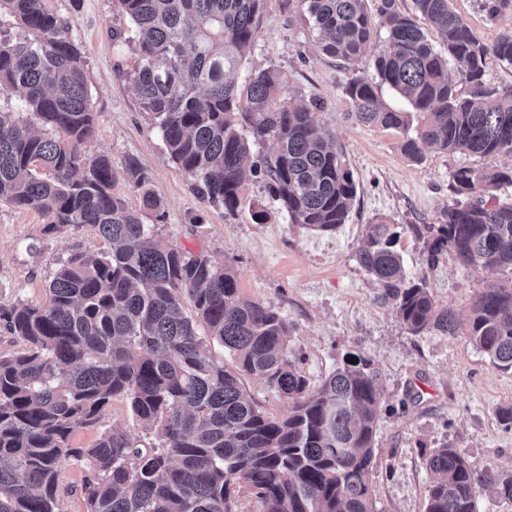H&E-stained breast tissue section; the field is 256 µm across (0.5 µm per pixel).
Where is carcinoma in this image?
<instances>
[{"mask_svg":"<svg viewBox=\"0 0 512 512\" xmlns=\"http://www.w3.org/2000/svg\"><path fill=\"white\" fill-rule=\"evenodd\" d=\"M321 34L326 54L353 63L386 27L374 59L378 82L352 77L347 93L358 119L403 134L401 152L424 150L512 156V87L493 88L489 59L512 65V35L481 42L449 0H298ZM134 27V75L142 109L155 116L171 160L199 198L233 213L246 173L261 169L291 223L329 233L346 222L356 185L321 131L315 112L284 95L280 74L249 73L240 105L230 75L252 42L264 0H120ZM423 19L440 35L428 39ZM70 20L49 0H0V201L32 208L52 224L85 225L109 245L103 255L73 252L46 288L47 301L0 305V323L22 348L0 354V512H62V467H82L87 512H232L236 490L262 512H375L372 454L383 398L378 376L347 354L310 387L288 346V321L272 306L242 297L234 271L207 257L153 241L141 213L159 211L143 193L141 211L112 192L120 178L142 187L130 160L88 156L95 134L84 56ZM461 64L457 89L448 60ZM386 85L423 122L409 134V113L382 104ZM272 138L258 162L251 144ZM512 185L511 170L461 167L451 189L474 202L438 224L408 225L429 234V260L451 252L464 266L512 268V202L493 191ZM398 232L367 225L357 254L381 298L413 334L455 335L456 313L436 305L426 284L407 280L394 249ZM192 314H187L185 306ZM207 327L235 359L230 370L196 329ZM466 336L500 370L512 371V286L487 284L473 300ZM354 362H349V359ZM254 376L288 399L275 417L244 392ZM115 399L129 403L157 442L102 430L90 448H73L79 429L102 423ZM434 474L425 512H476L477 490L512 502V473L478 472L449 444L432 449Z\"/></svg>","mask_w":512,"mask_h":512,"instance_id":"1","label":"carcinoma"}]
</instances>
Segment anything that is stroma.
<instances>
[{"mask_svg":"<svg viewBox=\"0 0 512 512\" xmlns=\"http://www.w3.org/2000/svg\"><path fill=\"white\" fill-rule=\"evenodd\" d=\"M453 10L485 44L512 31V8L489 17L483 0H450ZM70 17V38L84 52V69L96 115L87 154L106 155L115 168L139 161L144 188L117 181L114 192L139 208L143 192L160 202L145 212L163 244L230 266L241 295L270 304L291 329L290 349L311 386H319L346 353L369 360L379 375L383 407L373 445L376 512H424L431 480L424 461L433 448L450 443L476 470L512 471V430L498 420L512 406V371L493 366L465 330L447 335L410 333L385 303L357 253L367 225L386 221L401 227L395 245L408 280L424 282L437 306L452 307L466 321L488 281L512 284L508 267L463 266L450 253L427 261L425 238L414 224H436L454 202L453 172L512 167V156L427 151L416 163L400 150V134L360 122L345 92L357 75L376 80L375 54L384 44L377 32L352 66L323 53L318 34L298 0H265L253 41L235 76L244 84L257 68L276 70L298 104H317L316 117L357 184L345 224L319 233L290 223L268 194L262 175L248 174L235 212L201 202L190 178L170 159L144 112L133 82L137 52L131 25L119 0H51ZM107 242L87 226H51L32 208L0 203V304L22 298L44 302L45 287L71 252L100 254ZM126 432L141 444L153 437L140 426L127 401L112 402L100 427L78 430L76 448L94 445L102 428Z\"/></svg>","mask_w":512,"mask_h":512,"instance_id":"1","label":"stroma"}]
</instances>
